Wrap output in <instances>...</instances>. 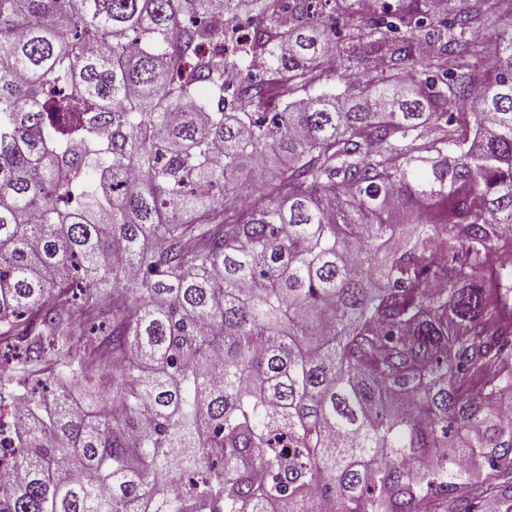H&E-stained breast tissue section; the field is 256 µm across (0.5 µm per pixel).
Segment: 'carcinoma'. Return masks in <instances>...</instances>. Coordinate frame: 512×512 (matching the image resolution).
<instances>
[{
  "instance_id": "obj_1",
  "label": "carcinoma",
  "mask_w": 512,
  "mask_h": 512,
  "mask_svg": "<svg viewBox=\"0 0 512 512\" xmlns=\"http://www.w3.org/2000/svg\"><path fill=\"white\" fill-rule=\"evenodd\" d=\"M453 2L0 0V512L512 502V19ZM334 49L390 82L267 111Z\"/></svg>"
}]
</instances>
